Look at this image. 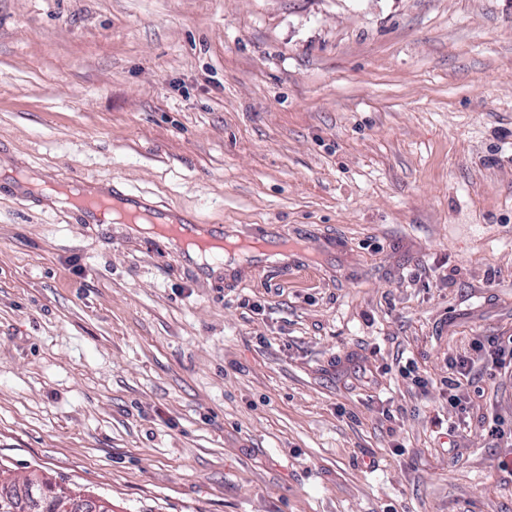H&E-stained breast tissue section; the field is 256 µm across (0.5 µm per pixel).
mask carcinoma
Here are the masks:
<instances>
[{
	"mask_svg": "<svg viewBox=\"0 0 512 512\" xmlns=\"http://www.w3.org/2000/svg\"><path fill=\"white\" fill-rule=\"evenodd\" d=\"M71 502L112 512L111 501L94 498L44 473L33 472L20 480L0 477V512H24L30 504L35 512H65L64 506Z\"/></svg>",
	"mask_w": 512,
	"mask_h": 512,
	"instance_id": "1",
	"label": "carcinoma"
}]
</instances>
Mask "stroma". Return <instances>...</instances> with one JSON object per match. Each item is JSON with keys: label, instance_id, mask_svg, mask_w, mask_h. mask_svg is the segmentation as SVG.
<instances>
[{"label": "stroma", "instance_id": "stroma-1", "mask_svg": "<svg viewBox=\"0 0 512 512\" xmlns=\"http://www.w3.org/2000/svg\"><path fill=\"white\" fill-rule=\"evenodd\" d=\"M74 173L239 261L81 223L44 197ZM479 336H512V0H0V473L114 512H512V368L448 405Z\"/></svg>", "mask_w": 512, "mask_h": 512}]
</instances>
